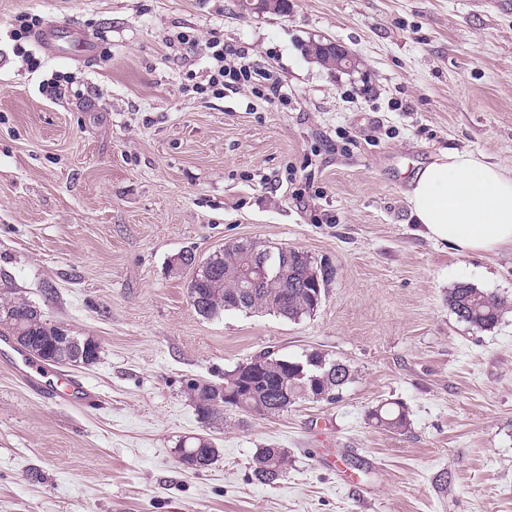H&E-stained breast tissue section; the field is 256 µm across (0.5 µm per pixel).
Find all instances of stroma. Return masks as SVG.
<instances>
[{"label":"stroma","instance_id":"1","mask_svg":"<svg viewBox=\"0 0 512 512\" xmlns=\"http://www.w3.org/2000/svg\"><path fill=\"white\" fill-rule=\"evenodd\" d=\"M77 27L86 61L7 35L16 15ZM194 32L197 44L168 39ZM220 39L274 71L287 104L250 87L185 91ZM354 69L307 56L313 40ZM73 76L53 98L52 73ZM454 149L512 170V0H0V296L23 297L100 360L47 366L84 380L94 406L55 404L0 358V512H512V307L477 329L448 307L456 284L512 304V250L461 254L423 236L406 192ZM295 248L334 268L312 315L199 316L194 266L233 242ZM274 349L351 365L334 403L275 418L199 420L186 385ZM399 401L405 432L368 413ZM219 454L185 468L180 439ZM290 454L274 486L257 448ZM340 450L348 485L322 461Z\"/></svg>","mask_w":512,"mask_h":512}]
</instances>
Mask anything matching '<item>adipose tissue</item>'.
Segmentation results:
<instances>
[{
    "label": "adipose tissue",
    "instance_id": "obj_1",
    "mask_svg": "<svg viewBox=\"0 0 512 512\" xmlns=\"http://www.w3.org/2000/svg\"><path fill=\"white\" fill-rule=\"evenodd\" d=\"M427 238L462 254L512 249V173L447 151L419 169L407 194Z\"/></svg>",
    "mask_w": 512,
    "mask_h": 512
}]
</instances>
